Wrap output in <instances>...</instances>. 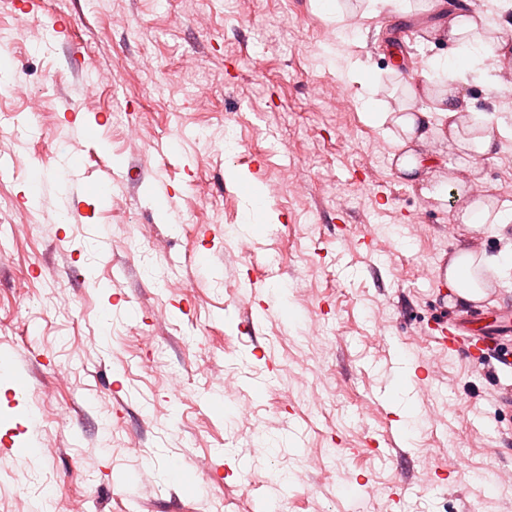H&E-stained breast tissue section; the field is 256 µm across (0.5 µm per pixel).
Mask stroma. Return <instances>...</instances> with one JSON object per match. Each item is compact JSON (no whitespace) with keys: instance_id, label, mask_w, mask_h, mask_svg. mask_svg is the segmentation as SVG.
<instances>
[{"instance_id":"1","label":"stroma","mask_w":512,"mask_h":512,"mask_svg":"<svg viewBox=\"0 0 512 512\" xmlns=\"http://www.w3.org/2000/svg\"><path fill=\"white\" fill-rule=\"evenodd\" d=\"M37 2L0 0L25 89L0 96V349L38 378L18 394L0 379V435L24 426L31 449L0 455V512L47 496L56 512H512V486L482 480L490 463L512 475V409L430 331L435 269L472 233L455 177L512 201V140L476 167L430 137L434 200L362 115L364 79L380 111L408 102L439 16L339 30L323 0ZM105 164L123 179L108 195ZM254 186L267 216L246 209ZM253 300L270 311L247 335Z\"/></svg>"}]
</instances>
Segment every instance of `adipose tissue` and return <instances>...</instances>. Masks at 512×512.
Listing matches in <instances>:
<instances>
[{
	"label": "adipose tissue",
	"instance_id": "1",
	"mask_svg": "<svg viewBox=\"0 0 512 512\" xmlns=\"http://www.w3.org/2000/svg\"><path fill=\"white\" fill-rule=\"evenodd\" d=\"M505 23L476 22L472 13L449 15L447 23L431 29L434 41L449 46L450 54L437 55L427 62L429 71L443 74L446 87L431 95L430 106L403 105L399 115L367 110L366 121L375 126L385 123L397 125L402 136L398 147L407 142L426 140L434 134H447L452 148L470 157H487L497 152L503 135L502 130L492 128L483 113L477 112L464 92L468 83L465 75L454 73L448 66L449 56L465 60L467 66H475L486 55L496 58L493 75L487 76L489 90L499 89L497 75L512 66V38L505 36ZM485 266L493 269L501 278L512 277V255L476 257L470 254L457 256L448 269L449 287L459 294H467L475 287L472 268Z\"/></svg>",
	"mask_w": 512,
	"mask_h": 512
}]
</instances>
